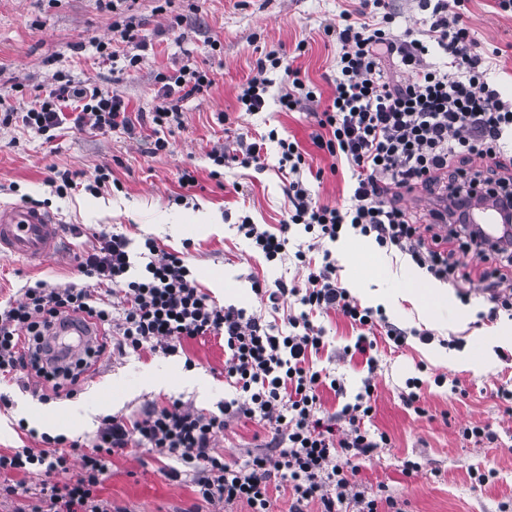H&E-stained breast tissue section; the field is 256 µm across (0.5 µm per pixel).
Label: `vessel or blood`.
I'll list each match as a JSON object with an SVG mask.
<instances>
[{
    "label": "vessel or blood",
    "instance_id": "vessel-or-blood-1",
    "mask_svg": "<svg viewBox=\"0 0 512 512\" xmlns=\"http://www.w3.org/2000/svg\"><path fill=\"white\" fill-rule=\"evenodd\" d=\"M469 223L480 225L490 242L512 235L505 224L499 205L470 212ZM59 224L49 212L33 206L0 208V256L41 262L57 248Z\"/></svg>",
    "mask_w": 512,
    "mask_h": 512
}]
</instances>
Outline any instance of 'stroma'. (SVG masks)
<instances>
[{
    "label": "stroma",
    "mask_w": 512,
    "mask_h": 512,
    "mask_svg": "<svg viewBox=\"0 0 512 512\" xmlns=\"http://www.w3.org/2000/svg\"><path fill=\"white\" fill-rule=\"evenodd\" d=\"M343 0H136L130 16L146 45L140 70H123L121 62L100 64L94 43L112 36V12L99 0H0V99L25 111L31 98L51 84L55 72L84 79L105 75V88L120 95L130 110L147 112L157 102L159 73L185 64L209 62L214 85L208 94L182 102L184 122L168 136V151L152 153L151 140L130 138L122 131L97 132L70 128L46 139L15 124L0 129V205H32L54 214L61 224H77L80 238L61 232L55 253L42 264L0 258V296H18L20 288L43 279L52 284L74 282L91 286L77 268L75 253L95 245L101 234L118 232L143 243L156 240L160 248L188 255L200 287L220 305L250 313L264 312L253 292L254 282L304 281L305 271L293 261L270 263L237 231L242 217L270 232H278L288 208L285 180L278 170L277 141L266 144L263 170L233 165L220 178H211L210 149L235 142L242 135L276 130L279 138L295 136L306 151L311 170H322L308 186L316 201L333 205L347 196L349 172L331 173V160L318 151L311 135L318 129L323 106L306 103L298 112H281L269 105L261 112L239 111L236 96L257 72L265 52L288 53L299 41L308 50L298 61L330 96L325 82L336 63L335 45L325 44L321 29L335 20ZM468 22L481 40L512 43V15L498 12L491 0H470ZM217 56H209L210 47ZM228 122H221V115ZM108 165L119 188L99 195L76 190L57 197L48 178L52 170L69 169L93 178ZM194 172L198 185L182 192L181 170ZM330 249L337 277L350 296L364 307H382L388 320L402 328L430 330L434 341L408 337L393 348L376 336L375 372L361 356H348L358 334L336 314L318 317L327 346L318 366L330 369L345 387L344 398L327 392L324 409L353 401L366 376H373L378 397L368 421L371 429L386 431L390 442L361 461L357 481L372 496L386 491L406 504L408 512H512V415L497 397L500 385H512V319L484 320L490 304L475 281L449 284L445 304L424 313L415 301L404 299L407 280L396 277L398 252L375 249L369 240L341 237ZM445 376L435 385V376ZM425 382L421 417L407 408L402 395L412 377ZM459 380L467 397L451 394ZM234 393L224 381V344L214 337L190 341L183 353L148 358L111 354L100 357L84 390L72 399L40 403L31 392L9 389L10 403L0 405V448H19L26 438L14 429L19 419L34 422L37 432L66 434L90 440L102 418L130 414L152 402L178 399L198 409H215ZM487 425L496 435L480 444L461 435L468 425ZM420 463L418 475L405 476L406 461ZM165 460L142 449L112 460V476L102 495L127 512H185L197 505L187 484L171 481ZM496 473L492 483L473 488V470Z\"/></svg>",
    "instance_id": "35a3bbf8"
}]
</instances>
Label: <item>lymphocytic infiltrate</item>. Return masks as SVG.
Here are the masks:
<instances>
[{
	"label": "lymphocytic infiltrate",
	"mask_w": 512,
	"mask_h": 512,
	"mask_svg": "<svg viewBox=\"0 0 512 512\" xmlns=\"http://www.w3.org/2000/svg\"><path fill=\"white\" fill-rule=\"evenodd\" d=\"M417 2L422 17L416 28L398 26L395 0H359L324 25V42L338 46L330 97L296 66L306 51L302 42L289 56L266 52L258 75L237 96L241 111H262L269 98L265 73L282 70L281 109L296 112L304 103L325 100L311 141L350 171L344 203H318L299 141L279 139V164L288 170L287 217L275 233L247 217L238 226L270 261L289 252L292 226H303L310 236L306 247L293 251L307 271L304 286L254 287L265 306L282 312V325L217 305L184 256L150 238L142 245L140 273L131 275V241L121 233L101 236L80 257L78 268L95 281V289L50 288L39 281L25 288L22 300L0 304V383L25 389L37 381L34 394L42 402L77 396L106 351L173 355L204 336L223 338L224 379L237 392L214 412L169 400L106 416L88 445L39 435L18 422L40 445L0 451V500L10 501L12 512H124L100 491L113 457L129 455L134 447L170 460L171 480L191 484L200 501L223 504L225 512L240 505L248 512H273L283 496L290 501L288 512H307L312 503L318 512H405L392 496L367 497L356 489L359 459L390 441L386 432L365 426L375 411L372 381H364L354 402L331 414L322 410L323 391L339 396L343 387L314 363L326 347L325 329L315 317L334 312L355 326L353 350L365 355L371 370V333L382 331L398 348L408 336L341 287L329 243L351 233L372 238L448 283L462 278L466 257L476 256L484 264L479 283L493 304L492 316L512 318V240L487 246L465 219L478 195L497 197L512 209V98L502 93L503 83H512V71L502 63L507 51L478 40L465 21L469 0ZM118 44L127 68H140L144 46L129 24L114 23L111 40L98 41L96 51L110 60ZM159 81L158 103L148 120L157 153L169 148L167 131L183 123L179 101L214 84L208 69L188 65ZM16 122L42 134L68 125L136 132L121 96L61 72L26 111H0V127ZM418 188L448 200L446 212H435L432 223L400 204ZM76 320L98 327V335H61ZM244 420L262 424L271 437L259 452L226 464L217 446L232 423ZM73 468L76 478L60 482ZM33 475L39 482L31 486L26 479Z\"/></svg>",
	"instance_id": "lymphocytic-infiltrate-1"
}]
</instances>
